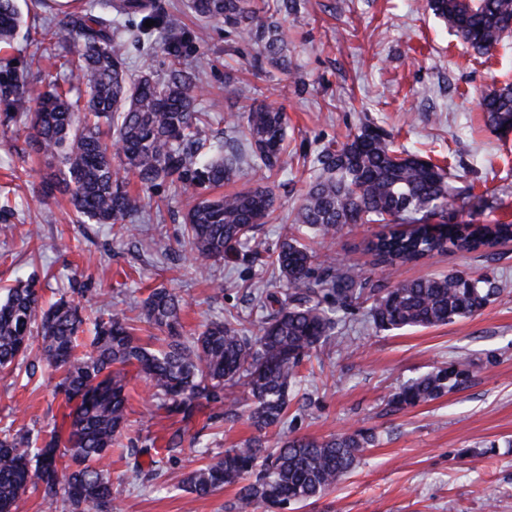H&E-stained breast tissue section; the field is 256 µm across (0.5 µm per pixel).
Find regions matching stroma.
Returning <instances> with one entry per match:
<instances>
[{
	"instance_id": "1",
	"label": "stroma",
	"mask_w": 512,
	"mask_h": 512,
	"mask_svg": "<svg viewBox=\"0 0 512 512\" xmlns=\"http://www.w3.org/2000/svg\"><path fill=\"white\" fill-rule=\"evenodd\" d=\"M160 3L193 34L186 61L200 87L194 105L212 116L203 137L223 142L246 104H273L288 115L292 163L273 177L275 210L257 233L266 249L288 232L316 154L370 122L397 149L432 158L453 173L458 201L449 219L512 223V133L494 132L480 109L486 90L512 83V36L480 55L428 9L427 0H301L298 12L282 19L289 60L283 71L256 67L258 47L223 24L200 28L186 0ZM22 13L19 38L0 49V76L30 71L37 93L65 76L58 60L43 56L60 12L31 5ZM27 136L20 122L0 131V204L14 209L10 216L0 213V298L17 280L33 277L51 301L75 281L85 290L84 304L109 297L141 342L154 348L159 331L142 318L141 302L151 289L168 288L185 302V336L237 312L248 315V329L258 334L263 314L250 295L280 290L283 283L246 248L214 263L210 277L196 272L182 238V215L195 191L155 190L120 238L111 225L77 223L62 195H43L49 168ZM381 230L351 224L328 239L304 230L299 237L314 252L331 251L388 286L457 270L494 278L501 291L479 314L430 328L380 330L365 304L341 312L335 336L302 363L287 426L270 430L267 439L276 442L283 433L321 439L364 429L376 441L336 487L287 512H512V242L482 255L450 251L386 271L365 248ZM460 356L468 361L464 388L390 408L399 387ZM59 379L51 370L31 379L20 370L0 373V427L65 424L68 409L53 394ZM126 380L125 438L152 439L161 447L174 430L184 436L153 478L132 476L123 445L113 447L112 512H226L235 487L199 497L178 484L211 455L252 438L246 417L217 422L214 407L206 406L184 425L160 408L135 369Z\"/></svg>"
}]
</instances>
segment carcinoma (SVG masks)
I'll return each mask as SVG.
<instances>
[{
  "instance_id": "carcinoma-1",
  "label": "carcinoma",
  "mask_w": 512,
  "mask_h": 512,
  "mask_svg": "<svg viewBox=\"0 0 512 512\" xmlns=\"http://www.w3.org/2000/svg\"><path fill=\"white\" fill-rule=\"evenodd\" d=\"M428 7L455 35L481 55L512 33V0H428ZM201 22H222L245 42L260 48L257 62L288 70L287 45L278 16L288 0H189ZM138 17L131 31L121 19ZM151 19L155 24L144 26ZM22 13L17 0H0V45L17 36ZM161 34L170 59L168 75L131 72L125 61V37L146 42ZM51 44H71L66 59L67 86L33 97L28 71L0 80V93L18 108L3 126L22 120L37 152L58 164V173L42 183V192L69 195L81 224H112L129 231L126 221L140 209L126 178L133 175L143 192L169 184L219 188L235 182L242 162L239 148L224 150L202 138L211 117L194 107L199 86L184 67L186 33L178 19L155 0H90L83 14L67 13L50 31ZM486 122L502 135L512 132V85L482 97ZM253 167L262 177L252 186L220 197L200 196L183 216L184 239L203 273L237 245L251 243L257 228L274 211L268 180L288 167L284 112L264 104H247L237 115ZM455 188L446 167L430 159L393 149L388 134L366 124L336 149H324L313 161L308 189L294 222L326 238L348 224H383L367 242L380 264L392 267L434 254L460 250L483 253L512 240V224H450L448 205ZM447 227L434 233L431 224ZM288 293L267 297L269 314L262 334L247 336L231 321H214L199 335L182 333L179 296L159 288L143 301L147 322L164 333L160 346L140 343L123 312L104 303L96 315L64 296L44 306L37 282L30 279L8 289L0 301V369L18 365L30 339L42 336L38 355L26 362L27 377L50 368L61 373L55 392L74 404L66 432L56 428L0 430V512H15L28 489L39 492L46 512L60 501L69 512H112V477L105 460L127 427L124 371L138 369L162 400V407L189 423L206 404L214 418L232 422L247 405L258 435L239 448H228L190 471L183 488L207 496L236 485L229 512L286 509L322 495L356 465L374 436L355 430L323 439L287 437L271 450L267 430L283 427L301 379L303 357L333 335L336 313L371 302L369 315L382 330L428 328L470 318L499 293L482 276L452 271L422 276L387 287L325 254L316 259L294 236L286 235L269 254ZM92 325V350L77 352V335ZM469 376L457 361L414 379L394 393L395 409L416 406L462 388ZM247 388L237 395V388ZM127 459L134 473L153 469L162 458L148 445L133 443Z\"/></svg>"
}]
</instances>
